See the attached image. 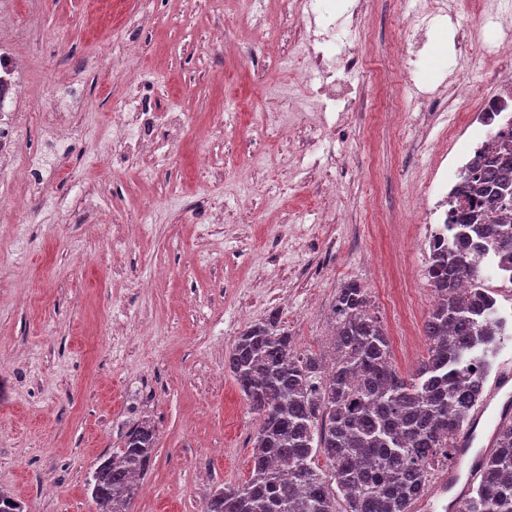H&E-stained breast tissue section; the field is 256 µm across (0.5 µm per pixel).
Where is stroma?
Returning a JSON list of instances; mask_svg holds the SVG:
<instances>
[{
  "label": "stroma",
  "instance_id": "35a3bbf8",
  "mask_svg": "<svg viewBox=\"0 0 512 512\" xmlns=\"http://www.w3.org/2000/svg\"><path fill=\"white\" fill-rule=\"evenodd\" d=\"M477 3L450 0L418 35L405 20L422 0H323L316 25L341 28L327 57L361 58L348 111L323 112L294 95L301 35L284 0H0L22 30L0 46L43 91L20 111L83 129L55 146L28 127L26 155L56 157L47 192L0 188V491L25 512H94V470L146 423L157 443L131 512H202L248 479L259 427L225 366L235 340L275 311L295 353L332 360L347 281L366 288L398 371H415L433 303L422 227L405 218L462 120L458 88L473 107L512 71V0L474 45ZM126 24L131 41L114 38ZM400 38L416 62L386 100L372 71ZM131 65L151 111L187 117L134 154L110 134Z\"/></svg>",
  "mask_w": 512,
  "mask_h": 512
}]
</instances>
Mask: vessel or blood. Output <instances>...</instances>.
<instances>
[{
	"label": "vessel or blood",
	"mask_w": 512,
	"mask_h": 512,
	"mask_svg": "<svg viewBox=\"0 0 512 512\" xmlns=\"http://www.w3.org/2000/svg\"><path fill=\"white\" fill-rule=\"evenodd\" d=\"M512 416V363L497 372L485 398L476 406L468 425L456 438L457 464L438 479L439 502H420L414 512H457L463 491L480 472L489 433Z\"/></svg>",
	"instance_id": "vessel-or-blood-1"
}]
</instances>
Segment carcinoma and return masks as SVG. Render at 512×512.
Wrapping results in <instances>:
<instances>
[{
  "mask_svg": "<svg viewBox=\"0 0 512 512\" xmlns=\"http://www.w3.org/2000/svg\"><path fill=\"white\" fill-rule=\"evenodd\" d=\"M449 223L496 240L512 265V134L502 131L461 186ZM481 258L454 250L433 253L427 275L438 302L424 323L427 356L407 378L395 368L366 289L349 281L337 290L335 357L294 353L276 315L248 326L227 358L250 410L259 415L251 475L219 488L203 512H412L438 470L456 459V435L484 397L498 336L494 298L479 287ZM472 283L469 295L460 282ZM155 430L138 425L122 448L101 461L88 486L96 512H130L148 471ZM323 464H318V461ZM459 512H512V423L460 503Z\"/></svg>",
  "mask_w": 512,
  "mask_h": 512,
  "instance_id": "carcinoma-1",
  "label": "carcinoma"
}]
</instances>
